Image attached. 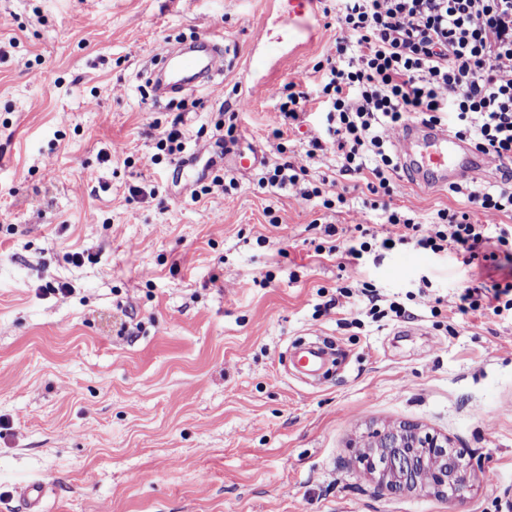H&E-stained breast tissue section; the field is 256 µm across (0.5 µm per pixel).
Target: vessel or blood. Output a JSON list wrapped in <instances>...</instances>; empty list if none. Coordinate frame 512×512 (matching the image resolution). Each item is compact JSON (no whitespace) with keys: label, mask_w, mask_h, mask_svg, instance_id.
<instances>
[{"label":"vessel or blood","mask_w":512,"mask_h":512,"mask_svg":"<svg viewBox=\"0 0 512 512\" xmlns=\"http://www.w3.org/2000/svg\"><path fill=\"white\" fill-rule=\"evenodd\" d=\"M315 0H289L288 17L299 36L311 37L314 26L308 9ZM221 33L213 32L188 43H180L160 57L151 77L157 97L195 91L213 82L223 72ZM403 171L423 189L463 185L488 175L486 156L454 136L444 125L411 123L395 136ZM328 351L309 346L298 354L301 370L318 375L327 363Z\"/></svg>","instance_id":"vessel-or-blood-1"}]
</instances>
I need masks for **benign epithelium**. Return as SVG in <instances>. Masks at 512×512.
Returning <instances> with one entry per match:
<instances>
[{
	"label": "benign epithelium",
	"mask_w": 512,
	"mask_h": 512,
	"mask_svg": "<svg viewBox=\"0 0 512 512\" xmlns=\"http://www.w3.org/2000/svg\"><path fill=\"white\" fill-rule=\"evenodd\" d=\"M353 447V463L391 494L413 491L459 502L470 489L472 459L418 425L370 428Z\"/></svg>",
	"instance_id": "benign-epithelium-1"
}]
</instances>
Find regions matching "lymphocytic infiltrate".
I'll list each match as a JSON object with an SVG mask.
<instances>
[{
	"instance_id": "f902f5d3",
	"label": "lymphocytic infiltrate",
	"mask_w": 512,
	"mask_h": 512,
	"mask_svg": "<svg viewBox=\"0 0 512 512\" xmlns=\"http://www.w3.org/2000/svg\"><path fill=\"white\" fill-rule=\"evenodd\" d=\"M324 11L335 16L341 34L313 67L314 92L292 82L279 89L281 125L273 135L282 138L284 127L305 123L311 103L321 123L311 127L301 160L263 165L257 183L329 210L346 201L341 177L364 180L368 193L384 200V222L377 229L353 225L342 245L334 241L336 225H325L333 240L327 252L346 278L324 308L375 321L402 317L405 306L382 298L374 285L354 287L353 272L365 254L406 245L435 254L452 249L469 264L492 246L512 264V227L493 236L471 217L475 210L512 214V0H331ZM412 117L449 125L487 155L500 183L454 187L468 210L443 209L425 221L391 206L386 198L398 168L393 137ZM330 153L338 158L335 177L311 180L310 166ZM457 309L463 315L512 312V279L464 287Z\"/></svg>"
}]
</instances>
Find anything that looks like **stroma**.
<instances>
[{
  "instance_id": "1",
  "label": "stroma",
  "mask_w": 512,
  "mask_h": 512,
  "mask_svg": "<svg viewBox=\"0 0 512 512\" xmlns=\"http://www.w3.org/2000/svg\"><path fill=\"white\" fill-rule=\"evenodd\" d=\"M324 6L305 42L288 0H0V512H26L33 481L44 512H512V319L460 315L455 296L512 267L373 252L361 280L404 297L424 275L429 296L359 325L318 313L342 283L315 252L324 224L373 226L382 210L353 177L323 212L236 165L301 158L307 127L270 137L275 91L313 81L339 35ZM214 30L223 75L152 103L157 55ZM182 103L193 166L180 181L174 163L143 159ZM217 174L236 187L203 194ZM393 187V206L424 218L465 207L400 171ZM322 338L336 363L304 382L284 359ZM400 422L472 453L463 503L388 495L356 472L350 441Z\"/></svg>"
}]
</instances>
